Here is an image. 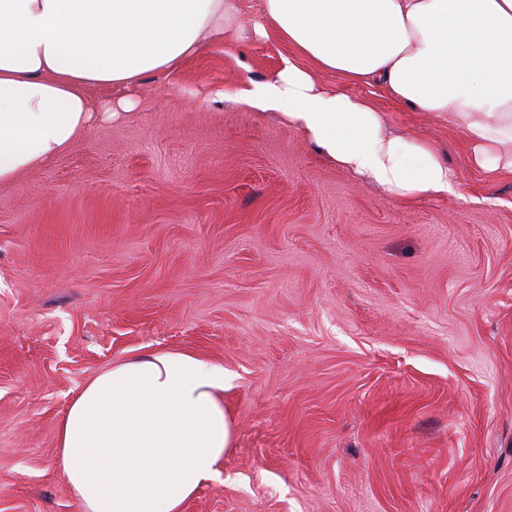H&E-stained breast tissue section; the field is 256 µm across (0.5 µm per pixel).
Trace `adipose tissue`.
<instances>
[{
  "mask_svg": "<svg viewBox=\"0 0 512 512\" xmlns=\"http://www.w3.org/2000/svg\"><path fill=\"white\" fill-rule=\"evenodd\" d=\"M243 29L237 0H0V185L92 123L90 90L129 89ZM255 34L289 48L236 98L277 112L321 153L398 198L452 194L435 151L383 132L331 72L459 129L474 163L512 173V0H263ZM222 364L186 351L118 360L71 400L56 462L83 512H183L232 446Z\"/></svg>",
  "mask_w": 512,
  "mask_h": 512,
  "instance_id": "ef3b65f1",
  "label": "adipose tissue"
}]
</instances>
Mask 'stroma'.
<instances>
[{"instance_id": "35a3bbf8", "label": "stroma", "mask_w": 512, "mask_h": 512, "mask_svg": "<svg viewBox=\"0 0 512 512\" xmlns=\"http://www.w3.org/2000/svg\"><path fill=\"white\" fill-rule=\"evenodd\" d=\"M287 53L214 41L0 185V512H82L60 423L155 349L234 376L232 448L183 512H512V176L446 119L321 74L459 183L390 195L229 98Z\"/></svg>"}]
</instances>
